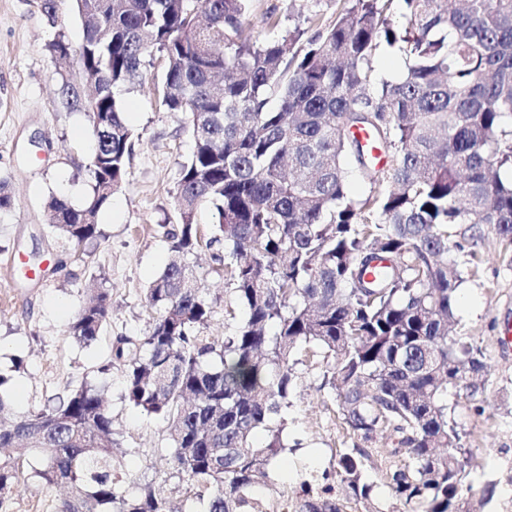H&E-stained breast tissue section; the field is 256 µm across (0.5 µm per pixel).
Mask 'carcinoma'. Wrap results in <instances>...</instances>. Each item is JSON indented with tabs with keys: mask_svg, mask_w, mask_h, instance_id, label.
<instances>
[{
	"mask_svg": "<svg viewBox=\"0 0 512 512\" xmlns=\"http://www.w3.org/2000/svg\"><path fill=\"white\" fill-rule=\"evenodd\" d=\"M75 2L80 46L61 33L48 50L77 57L60 90L93 128L92 193L80 206L45 203L74 252L100 235L98 213L126 180L138 135L117 92L142 85L146 58L164 61L156 105L192 131L178 228L165 232L171 259L145 294L152 322L135 342L118 337L111 357L127 364L128 402L167 421L170 463L205 512H264L254 490L288 448L302 347L326 360L325 383L358 440L336 459L348 496L371 507L363 467L374 452L388 462L395 512H476L461 495L465 449L448 392L486 365L456 330L471 269L454 253L486 228L512 247V0H328L295 15L289 0L292 24L268 12L266 39L246 22L251 0ZM383 46L404 60L395 79L373 66ZM203 204L216 218L205 247L224 243L214 270L244 309L221 340L204 335L211 305L190 262ZM111 310V295L90 289L69 335L96 342ZM116 445L98 387H69L22 416L0 393V512L21 447L39 460L35 477L67 487L55 512H173L163 480L127 491L112 473ZM333 492L305 482L296 509L342 512Z\"/></svg>",
	"mask_w": 512,
	"mask_h": 512,
	"instance_id": "1",
	"label": "carcinoma"
}]
</instances>
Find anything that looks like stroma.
Segmentation results:
<instances>
[{
	"mask_svg": "<svg viewBox=\"0 0 512 512\" xmlns=\"http://www.w3.org/2000/svg\"><path fill=\"white\" fill-rule=\"evenodd\" d=\"M65 34L72 46L83 37L74 0H58L57 19L48 22L39 0H0V178L12 198L0 211V374L16 414H24L67 385L90 379L105 391L118 445L112 464L131 486L166 480L180 512H203L193 489L178 477L165 452L166 422L134 408L124 398L125 366L112 362L116 337L145 335L150 313L144 296L169 260L166 228L177 222L174 190L178 171L193 141L182 115L159 110L148 91L160 82L162 58L147 62L144 89L121 92L130 125L139 135L128 177L98 218L100 236L75 259L68 243L49 226L50 195L82 205L91 192L86 166L94 137L85 113L62 102L58 88L65 69L46 45ZM481 260L476 276L458 291V329L469 336L487 364L471 388L448 396L468 453L461 459L467 496L480 512H512V345L499 342L512 323V258L494 233L466 243ZM212 303L208 335L224 333V312L234 304L221 276L212 272L211 252L196 258ZM91 288L112 294V311L100 339L85 346L67 334L68 324ZM293 405L286 433L293 448L256 496L265 512H295L302 482L321 487L331 474L337 497L345 491L336 477L339 454L352 448L335 396L323 387L322 357L300 353ZM37 463L22 455L23 477L13 485L10 512H54L62 490L31 473Z\"/></svg>",
	"mask_w": 512,
	"mask_h": 512,
	"instance_id": "obj_1",
	"label": "stroma"
}]
</instances>
